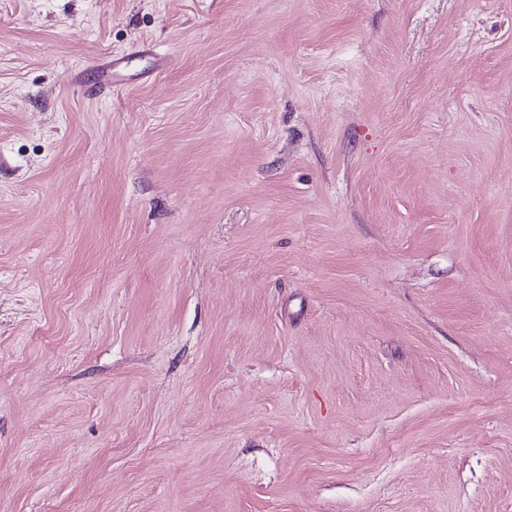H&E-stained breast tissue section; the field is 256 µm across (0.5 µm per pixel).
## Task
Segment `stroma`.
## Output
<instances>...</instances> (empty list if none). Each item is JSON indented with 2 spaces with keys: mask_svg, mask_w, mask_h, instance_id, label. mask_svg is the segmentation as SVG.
Wrapping results in <instances>:
<instances>
[{
  "mask_svg": "<svg viewBox=\"0 0 512 512\" xmlns=\"http://www.w3.org/2000/svg\"><path fill=\"white\" fill-rule=\"evenodd\" d=\"M0 512H512V0H0Z\"/></svg>",
  "mask_w": 512,
  "mask_h": 512,
  "instance_id": "obj_1",
  "label": "stroma"
}]
</instances>
